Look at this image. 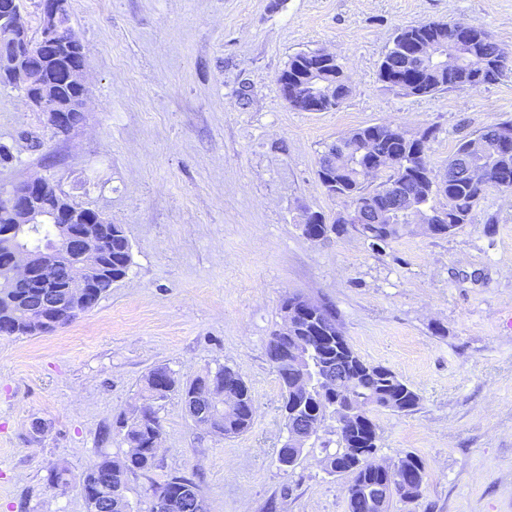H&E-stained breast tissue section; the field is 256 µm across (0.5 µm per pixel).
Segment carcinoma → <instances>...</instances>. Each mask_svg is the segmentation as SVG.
Instances as JSON below:
<instances>
[{
  "instance_id": "cac0c4a2",
  "label": "carcinoma",
  "mask_w": 512,
  "mask_h": 512,
  "mask_svg": "<svg viewBox=\"0 0 512 512\" xmlns=\"http://www.w3.org/2000/svg\"><path fill=\"white\" fill-rule=\"evenodd\" d=\"M467 24L465 20L428 21L399 30L392 42V47L385 54L379 69V78L384 72L395 69L402 63L399 47L403 40L415 37L418 41L428 40L439 48L448 50L456 43L455 28ZM476 40L468 47V60L478 63L457 69L432 66L420 72L417 94L427 95L437 91L464 89L476 79L485 83H495L506 68L503 53L491 39L485 27L477 24ZM54 46L39 45L34 50L31 61L35 71L44 78L55 83L57 97L67 99L77 94V89L66 83V71L72 60L65 57H54ZM320 66L322 80L327 86L333 87V97L324 100L320 111L329 112L336 109L350 91L349 77L334 57H322L318 51L300 53L291 58L288 66L282 71L293 78L288 83V95L298 96L302 90L297 80L312 66ZM367 136L377 140V151L391 159L396 166L391 180L399 185L404 197H409L428 209H441L440 200L451 198L453 209L447 212L444 224L433 225V235L445 236L453 233L465 224L472 222L474 199L483 194L485 187L460 172L457 162L466 159L473 166L487 171L494 180V185L512 189V123H497L486 127L479 133L485 141L486 153L472 155L468 153L472 137L460 140L448 167L440 174L439 182L430 177V166L427 157L420 158L421 167L412 166L413 155L420 144H428L432 132L427 131L419 139L407 137L400 128L392 123H381L356 129L351 137ZM367 162L356 153L346 156L340 154L336 143L325 147L319 159L318 177L331 195L348 199L350 206L362 211L375 212L380 215L376 224L364 225L367 231L365 241L371 246L387 245L405 235L410 234L408 224L412 220L406 217L386 218L382 213L388 210L386 191L378 188L369 190L366 181L370 173L366 171ZM104 249L112 257V274L103 273L97 277V294L104 297L115 284V280L127 275L131 265V247L123 227L112 225V240L105 242ZM320 320L328 324V330L322 332L307 327L286 336L276 332L270 341L280 340L290 345L303 341L309 344L304 360L295 366L288 360L270 359V363L281 381L284 398L281 406L285 427L293 423V413L297 412L313 420L320 417L324 422L336 414L332 409V401L314 402L303 389V378H312L316 373L325 372V366L343 360L345 378L352 389L353 399L361 408L360 419L353 424L350 433L338 437V449L329 457L331 472L346 474L351 477L350 489L352 496L348 498V512H379L389 509L392 500V487L386 475L380 473L373 460L377 445V437L373 436L369 424L373 422L371 411L385 409L397 413H409L417 408L420 397L416 391L404 383L398 375L381 364H370L362 360L352 349L346 339L336 340L338 328L336 316L329 308L319 309ZM210 380L220 383L226 396L238 401V407L231 413L222 416L220 435L231 437L247 431L253 423L254 399L249 387L240 374L231 367L220 366L214 372L201 377L182 390L184 406H189L191 396ZM177 388L174 373L166 366L152 368L144 377L142 393L152 401V405L135 411L130 417L121 421L122 443L133 449V452L121 460L104 456L98 466L112 474V494L126 488L127 478L136 472L149 471L158 467L156 450L153 441L161 435V422L158 409L154 404L164 401ZM172 495L177 496L186 489L199 494L197 485L188 477L173 476L161 484Z\"/></svg>"
}]
</instances>
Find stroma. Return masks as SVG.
I'll return each instance as SVG.
<instances>
[{"instance_id": "stroma-1", "label": "stroma", "mask_w": 512, "mask_h": 512, "mask_svg": "<svg viewBox=\"0 0 512 512\" xmlns=\"http://www.w3.org/2000/svg\"><path fill=\"white\" fill-rule=\"evenodd\" d=\"M86 57V118L55 135L46 113L0 86V187L40 175L80 207L122 225L133 264L91 311L55 332L0 338V512H87L76 482L123 457L118 422L145 375L187 384L220 365L256 405L224 438L196 427L179 393L161 402L159 465L129 475L130 512H152V484L192 478L208 512H348L347 476L326 422L283 469V388L266 345L282 305L335 310L367 362L420 397L410 413L373 412L376 459L425 464L420 498L389 512H512V191L489 188L471 223L406 235L381 249L306 239L307 212L345 213L318 176L325 147L390 122L434 129L441 169L460 139L512 121V72L471 91L406 94L379 65L398 29L431 20L483 25L512 65V0H69ZM336 55L350 92L330 112L288 105L278 77L297 53ZM47 431L35 434L32 424Z\"/></svg>"}]
</instances>
